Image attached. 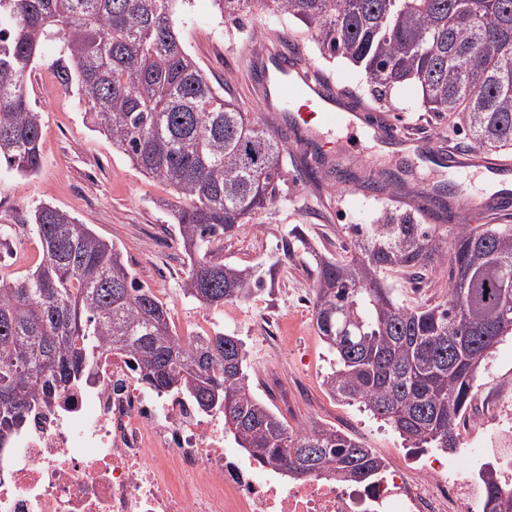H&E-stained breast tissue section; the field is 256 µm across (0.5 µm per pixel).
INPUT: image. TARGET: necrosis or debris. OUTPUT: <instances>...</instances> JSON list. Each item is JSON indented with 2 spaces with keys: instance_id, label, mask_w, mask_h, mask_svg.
<instances>
[{
  "instance_id": "obj_1",
  "label": "necrosis or debris",
  "mask_w": 512,
  "mask_h": 512,
  "mask_svg": "<svg viewBox=\"0 0 512 512\" xmlns=\"http://www.w3.org/2000/svg\"><path fill=\"white\" fill-rule=\"evenodd\" d=\"M470 460L490 455L512 485V436L491 421ZM0 512H486L472 468L405 454L366 485L286 477L229 447L224 412L141 381L103 350L87 381L55 395L0 452Z\"/></svg>"
}]
</instances>
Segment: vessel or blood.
I'll return each mask as SVG.
<instances>
[{
	"instance_id": "b4317fda",
	"label": "vessel or blood",
	"mask_w": 512,
	"mask_h": 512,
	"mask_svg": "<svg viewBox=\"0 0 512 512\" xmlns=\"http://www.w3.org/2000/svg\"><path fill=\"white\" fill-rule=\"evenodd\" d=\"M248 79L256 93L261 111L266 112L275 129H288L298 145L313 149L319 131L336 128L356 129L368 123L370 138L388 136L417 156L440 155L450 166L475 168L491 175L512 172V163L491 160L481 151L462 155L450 149L439 148L433 141L406 133L383 116L369 114L367 108L351 99L342 88L318 75L300 56L287 47L273 43L253 49L248 58ZM512 212V196L502 195L483 202L469 197H458L448 214L427 211V218L435 223L445 219L479 223L492 214Z\"/></svg>"
}]
</instances>
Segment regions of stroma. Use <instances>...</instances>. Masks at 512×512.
<instances>
[{"label":"stroma","instance_id":"obj_1","mask_svg":"<svg viewBox=\"0 0 512 512\" xmlns=\"http://www.w3.org/2000/svg\"><path fill=\"white\" fill-rule=\"evenodd\" d=\"M177 28L187 52L220 91H228L254 119H262L252 97L244 55L256 39L281 41L303 54L305 60L365 100L372 111L388 114L410 134H426L438 144L466 153L473 143L458 120L448 114L424 111L419 89L405 84L389 101L371 98L360 68L323 59L304 26L268 17L260 10L225 20L213 0H192L177 11ZM54 57L42 54L27 78L32 102L43 114L41 166L37 173L18 176L0 168V227L12 236L0 247V269L20 275L31 270L41 255L39 240L25 225L37 207L49 203L72 211L102 238L123 251L135 278L151 288L170 312L172 328L181 336L217 331L241 337L256 394L274 406L291 428L317 421L347 432L382 454L404 447L403 438L389 425L359 405L333 399L323 379L332 354L320 340L312 299L316 274L312 252L318 251L346 263L354 255L353 225L380 223L385 214L405 212V204L351 191L327 171L309 178L296 149H288L281 189L250 223L240 225L225 238V262L251 267L264 279V287L248 301L211 310L200 307L182 291L190 260L179 242L173 210L178 201L171 190L153 181L94 131L76 91L47 81ZM332 161L365 174L403 170L410 187L425 190L453 182L459 192L482 195L488 185L473 169H453L401 153L388 143H371L359 154L356 135L334 131L325 151ZM302 229L308 245L295 244L293 228ZM394 300L409 308L440 302L448 278L440 269L419 276L394 270L382 275ZM273 324L280 342L269 347L262 341L264 324ZM512 380V337H504L479 370L477 393L500 400Z\"/></svg>","mask_w":512,"mask_h":512}]
</instances>
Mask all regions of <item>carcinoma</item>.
<instances>
[{
  "mask_svg": "<svg viewBox=\"0 0 512 512\" xmlns=\"http://www.w3.org/2000/svg\"><path fill=\"white\" fill-rule=\"evenodd\" d=\"M178 0H0V164L22 175L41 165L42 113L26 76L43 50L76 87L85 115L143 173L181 199L174 212L191 254L184 294L209 309L263 286L224 262L220 244L280 191L287 136L254 122L214 88L185 50ZM225 19L252 8L302 23L324 58L360 67L385 100L417 85L426 112H459L485 150L512 148V0H214ZM417 224L413 213L355 225L348 263L315 255L313 311L335 356L329 394L359 404L412 448L460 447L482 362L512 334V225ZM31 230L42 254L18 277L0 272V450L52 395L85 378L108 347L130 353L143 380L224 407L235 444L299 478L368 483L382 460L356 438L313 422L292 429L259 399L241 339L217 332L184 340L169 309L140 285L112 241L72 212L43 205ZM448 273L443 301L394 302L380 275ZM489 512H512L496 468L480 472Z\"/></svg>",
  "mask_w": 512,
  "mask_h": 512,
  "instance_id": "cac0c4a2",
  "label": "carcinoma"
}]
</instances>
